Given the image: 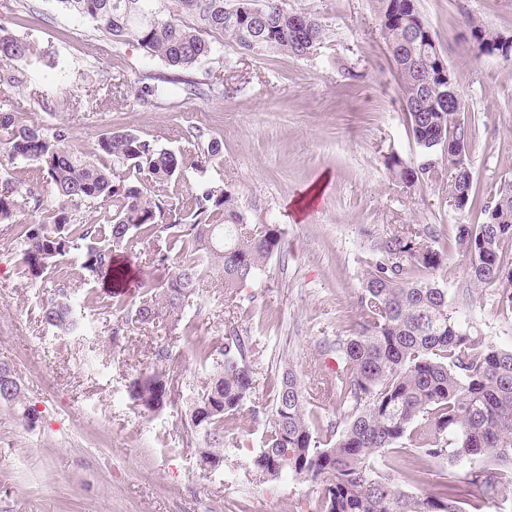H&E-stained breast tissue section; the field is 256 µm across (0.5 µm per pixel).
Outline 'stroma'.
I'll return each instance as SVG.
<instances>
[{
    "label": "stroma",
    "instance_id": "35a3bbf8",
    "mask_svg": "<svg viewBox=\"0 0 512 512\" xmlns=\"http://www.w3.org/2000/svg\"><path fill=\"white\" fill-rule=\"evenodd\" d=\"M291 12L318 15L328 35L313 54L244 53L217 36L214 53L188 73L205 83L224 80L216 98L169 84L152 104L138 91L146 75L167 68L137 41H106L92 23L69 16L51 0H20L5 21L27 38L37 58L12 63L21 80L11 96L45 133L67 126L81 155L96 157L103 135L130 129L182 155L218 141L221 152L206 173L184 168L161 196L194 194L201 181L232 191L251 224L282 229L279 253L253 281L225 302L219 280L209 282L190 310L189 335L173 342L172 400L147 415L129 399L133 367L152 362L154 332L132 330L121 351L108 345V287L85 285L65 261L44 286L16 274L23 247L18 226L0 224V362L14 366L28 405L40 414L21 425L0 404V512H318L310 483L285 477L265 482L244 464L268 424L238 422V446L228 447L222 471L202 470L200 440L189 425L188 399L209 368L198 346L223 336L226 324L255 336L257 401L271 403L285 368L299 374L316 428L344 411L323 393L336 382L330 347L349 335L359 310L366 269L379 257L378 241L402 225L431 227L444 253L433 274L462 320L498 346L512 347V315L497 307L496 290L477 288L469 260L455 246L457 227L478 224L479 211L448 205L447 178L407 189L390 178L395 155L417 165L421 151L408 131L394 63L371 0H285ZM454 78L465 109L473 186L485 192L512 178V60L478 53L466 17L512 38V0H418ZM97 98L81 96L84 87ZM93 292L82 307L86 332L60 337L41 321L44 289L57 284Z\"/></svg>",
    "mask_w": 512,
    "mask_h": 512
}]
</instances>
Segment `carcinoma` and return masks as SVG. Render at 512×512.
I'll use <instances>...</instances> for the list:
<instances>
[{
  "mask_svg": "<svg viewBox=\"0 0 512 512\" xmlns=\"http://www.w3.org/2000/svg\"><path fill=\"white\" fill-rule=\"evenodd\" d=\"M59 10L92 22L113 43L135 40L172 73L167 83H190L183 72L214 52L202 33H213L248 52L275 50L303 57L327 34L321 18L309 15L311 28L300 33L283 9L260 44L250 42L257 0H234L236 12H224L225 0H53ZM381 36L396 65V83L408 116L409 131L421 147L423 163L406 165L388 158L392 178L416 187L437 173L434 153L464 142L452 74L440 67L434 45L406 42L404 18L418 10L417 0H373ZM480 47L500 49L502 35L467 20ZM34 45L0 25V64L26 61ZM104 157L85 159L71 146L66 127L48 135L25 123L21 113L0 111V159L30 168L33 182L0 179V224H19L23 249L18 277L27 284L45 282L59 264L75 259L89 282L119 278L115 257L141 240L164 241L154 261L170 267L167 280L141 279L139 302L130 305L113 291L106 304L115 316L110 346L125 333L150 325L157 334L152 366L130 374L127 393L147 413L171 400L167 365L173 352L166 341L186 331V309L209 279L225 293L257 277L277 252L282 230L276 224H246L231 191L208 183L191 198H155L141 181L156 184L176 177L185 158L160 148L130 130H114L100 142ZM54 189L51 203L37 183ZM464 198L461 210L480 206L481 224H460L456 244L470 260V281L498 288L497 306L512 312V263L503 251L512 246V180L481 198L473 190L469 166L454 169L448 195ZM104 209L102 222L78 224L74 212L84 204ZM39 211L34 224L22 217ZM430 231L409 226L378 243L379 260L370 266L358 296L359 317L352 333L336 339L341 365L336 403L347 409L343 423L315 432L301 381L291 369L273 386L271 418L259 448L248 460L249 472L271 481L290 474L319 490L320 512H468L451 495L407 490L424 482L429 463L448 461L443 476L469 469L485 499L512 497V349H502L471 330L448 301V291L430 278L442 264ZM75 291L59 285L42 301L41 321L58 336L78 335L82 320L72 301ZM256 339L231 328L221 341L200 347L210 364L207 382L189 401L191 427L201 436L198 456L224 468V449L233 424L256 420L261 407L252 401ZM13 371L0 362V403L18 410L26 423L39 419L27 406L23 388L4 393L3 376ZM413 448L399 446L402 440Z\"/></svg>",
  "mask_w": 512,
  "mask_h": 512,
  "instance_id": "obj_1",
  "label": "carcinoma"
}]
</instances>
